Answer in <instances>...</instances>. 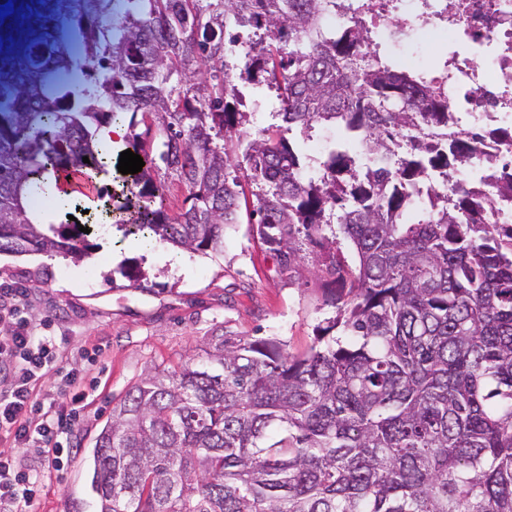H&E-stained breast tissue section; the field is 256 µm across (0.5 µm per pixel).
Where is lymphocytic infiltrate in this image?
Listing matches in <instances>:
<instances>
[{"label": "lymphocytic infiltrate", "mask_w": 512, "mask_h": 512, "mask_svg": "<svg viewBox=\"0 0 512 512\" xmlns=\"http://www.w3.org/2000/svg\"><path fill=\"white\" fill-rule=\"evenodd\" d=\"M26 299V289H0V324L7 328L0 337V433L18 447L33 449L40 460L31 467L18 456L0 453V506L8 512H38L49 475L62 469L69 456L60 436L77 423L86 389L84 378L66 375L62 383L73 407L57 411L38 406L36 386L57 370L60 346L56 337L38 331L24 317Z\"/></svg>", "instance_id": "1"}]
</instances>
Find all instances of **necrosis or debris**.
Instances as JSON below:
<instances>
[{
  "instance_id": "obj_1",
  "label": "necrosis or debris",
  "mask_w": 512,
  "mask_h": 512,
  "mask_svg": "<svg viewBox=\"0 0 512 512\" xmlns=\"http://www.w3.org/2000/svg\"><path fill=\"white\" fill-rule=\"evenodd\" d=\"M409 34L445 33L444 91L458 123L512 130V0H418ZM486 66L476 67L475 56ZM482 94H475V87Z\"/></svg>"
}]
</instances>
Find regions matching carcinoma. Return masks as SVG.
<instances>
[{"instance_id":"carcinoma-1","label":"carcinoma","mask_w":512,"mask_h":512,"mask_svg":"<svg viewBox=\"0 0 512 512\" xmlns=\"http://www.w3.org/2000/svg\"><path fill=\"white\" fill-rule=\"evenodd\" d=\"M361 10L18 0L0 18V253L86 254L32 200L95 180L100 128L129 113L145 165L106 207L125 234L221 250L245 169L282 271L309 244L350 282L301 354L221 336L135 384L92 450L95 512H512V221H490L512 163L485 179L494 196L461 181L486 132L455 128L443 81L380 56ZM337 12L355 20L332 28ZM238 80L276 93L280 124L244 129ZM138 115L165 133L156 154ZM316 124L357 152L307 170L286 134ZM163 173L188 188L175 217Z\"/></svg>"}]
</instances>
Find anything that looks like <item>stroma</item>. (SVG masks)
<instances>
[{
	"label": "stroma",
	"instance_id": "1",
	"mask_svg": "<svg viewBox=\"0 0 512 512\" xmlns=\"http://www.w3.org/2000/svg\"><path fill=\"white\" fill-rule=\"evenodd\" d=\"M90 225L91 247L81 260L30 253L0 254V287L28 284L26 317L56 337L61 373L85 376L87 400L69 437L63 472L52 475L40 512H93L91 451L112 409L144 375L202 359L213 337L270 338L299 354L316 328L336 314L327 302L331 278L308 255L297 273L282 272L259 239L249 209L224 231L219 252H191L124 235L103 214V198L71 191ZM142 271L149 288L118 276L119 266ZM60 373V375H61ZM60 375L41 381L38 400L70 408Z\"/></svg>",
	"mask_w": 512,
	"mask_h": 512
}]
</instances>
